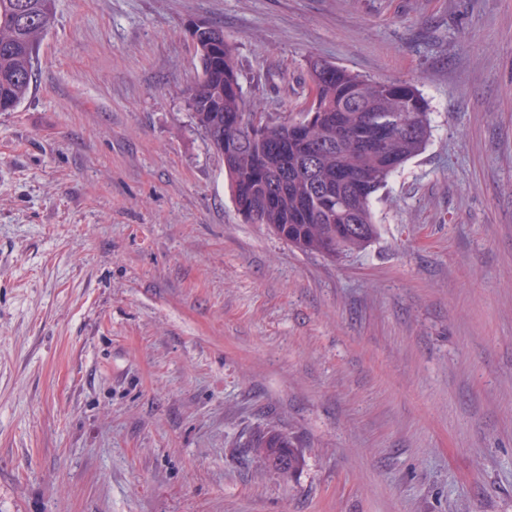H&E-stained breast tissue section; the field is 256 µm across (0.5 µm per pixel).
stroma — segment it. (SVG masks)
Segmentation results:
<instances>
[{
	"label": "stroma",
	"mask_w": 512,
	"mask_h": 512,
	"mask_svg": "<svg viewBox=\"0 0 512 512\" xmlns=\"http://www.w3.org/2000/svg\"><path fill=\"white\" fill-rule=\"evenodd\" d=\"M201 23L274 117L312 57L424 94L364 250L237 212ZM0 512H512V0H56L0 112ZM267 468L285 475L294 471L300 460V452L288 436L265 429L254 431L246 442Z\"/></svg>",
	"instance_id": "35a3bbf8"
}]
</instances>
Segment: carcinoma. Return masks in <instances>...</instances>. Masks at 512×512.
Masks as SVG:
<instances>
[{
	"label": "carcinoma",
	"mask_w": 512,
	"mask_h": 512,
	"mask_svg": "<svg viewBox=\"0 0 512 512\" xmlns=\"http://www.w3.org/2000/svg\"><path fill=\"white\" fill-rule=\"evenodd\" d=\"M55 0H0V112L31 89ZM201 75L190 88L192 119L224 159L232 197L249 224H265L305 253L339 260L377 235L373 202L389 178L425 149L428 102L407 80L372 81L318 58L307 62L315 115L303 112L253 129L259 106L243 97L233 44L197 26ZM267 468L294 471L300 452L265 429L246 442Z\"/></svg>",
	"instance_id": "cac0c4a2"
}]
</instances>
